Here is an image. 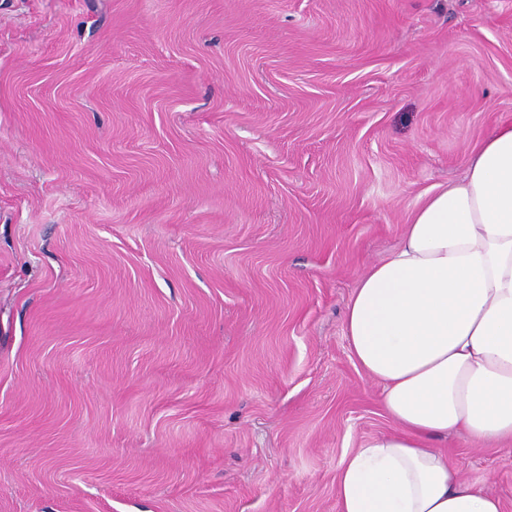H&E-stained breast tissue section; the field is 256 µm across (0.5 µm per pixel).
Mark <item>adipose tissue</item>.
I'll use <instances>...</instances> for the list:
<instances>
[{"label":"adipose tissue","instance_id":"obj_1","mask_svg":"<svg viewBox=\"0 0 512 512\" xmlns=\"http://www.w3.org/2000/svg\"><path fill=\"white\" fill-rule=\"evenodd\" d=\"M344 326L394 428L342 460L338 512H503L436 442L512 446V124L479 142L461 181L421 196Z\"/></svg>","mask_w":512,"mask_h":512}]
</instances>
